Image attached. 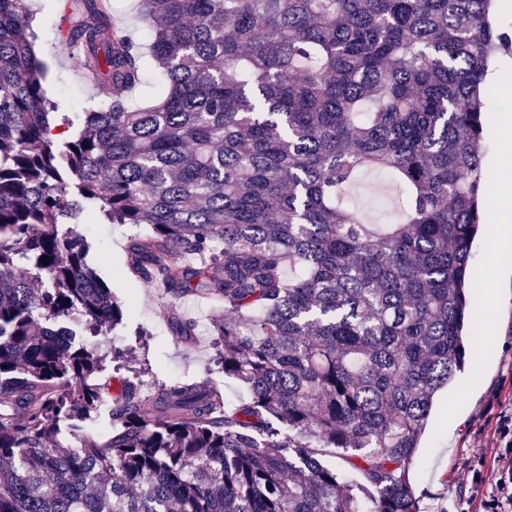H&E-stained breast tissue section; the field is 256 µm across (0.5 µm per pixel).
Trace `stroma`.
I'll return each instance as SVG.
<instances>
[{"label": "stroma", "instance_id": "stroma-1", "mask_svg": "<svg viewBox=\"0 0 512 512\" xmlns=\"http://www.w3.org/2000/svg\"><path fill=\"white\" fill-rule=\"evenodd\" d=\"M33 11L38 34L35 52L46 66L43 82L47 97L57 101L61 111L79 107L97 109L101 99L95 87L71 58L61 38L81 0H25ZM508 88L490 93L493 110L487 116L484 166L489 178H496V160L504 148L507 130L499 129L498 118L512 114V76ZM385 174L366 171L349 187L346 197L358 204L361 217L376 224L387 223L391 213L383 197L373 193L374 184ZM490 235L474 248V261L482 275V286L473 291L471 307L478 317L473 342L468 347L470 366L458 373L442 391L431 416L426 436L417 452L419 464L411 472V484L420 499L421 512H480L483 501L495 493L494 482L463 483L464 472L480 467L490 472L498 464L499 450L494 431L498 417L512 412V223L491 219ZM90 249L88 264L132 310L122 324L101 338L106 353L105 373L113 385L123 378H136L142 396H150L162 382L181 378H208L222 386L228 402L247 399L244 387L225 377L217 362L216 338L212 333L184 339L177 336L161 317L164 305L177 303L183 315L195 321H212L221 308L193 301L185 296L173 299L160 281L136 285L121 274V262L131 235L130 225H79Z\"/></svg>", "mask_w": 512, "mask_h": 512}]
</instances>
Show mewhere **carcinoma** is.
<instances>
[{
	"instance_id": "cac0c4a2",
	"label": "carcinoma",
	"mask_w": 512,
	"mask_h": 512,
	"mask_svg": "<svg viewBox=\"0 0 512 512\" xmlns=\"http://www.w3.org/2000/svg\"><path fill=\"white\" fill-rule=\"evenodd\" d=\"M83 5L66 42L105 103L57 141L31 16L0 0V512H421L410 470L465 368L489 233L495 0H141L147 58L109 0ZM362 169L405 187L395 222L339 203ZM87 211L147 228L124 275L224 302L247 400L207 379L112 399L85 337L127 306L86 261Z\"/></svg>"
}]
</instances>
